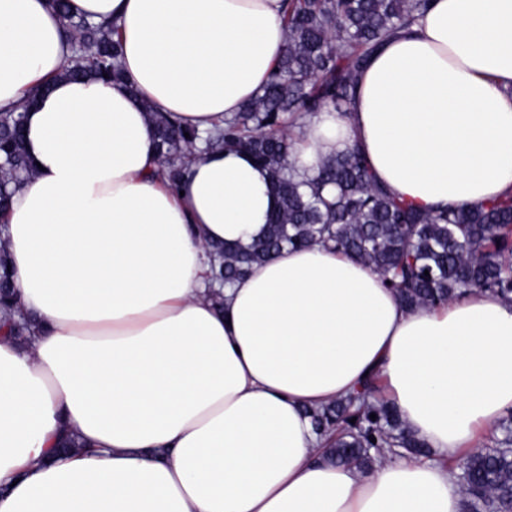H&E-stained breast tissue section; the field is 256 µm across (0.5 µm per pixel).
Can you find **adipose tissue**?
<instances>
[{"instance_id": "obj_1", "label": "adipose tissue", "mask_w": 512, "mask_h": 512, "mask_svg": "<svg viewBox=\"0 0 512 512\" xmlns=\"http://www.w3.org/2000/svg\"><path fill=\"white\" fill-rule=\"evenodd\" d=\"M283 0H69L114 20L124 78H62L48 0H0V112L35 169L0 213L28 345L0 337V512H463L444 462L512 410V299L410 309L355 257L288 249L218 290L214 245L276 207L242 151L162 179L153 111L199 132L240 111L286 45ZM34 106H26L30 94ZM290 160L359 145L423 211L512 192V0H432L348 112H305ZM430 459L330 462L308 416L366 374Z\"/></svg>"}]
</instances>
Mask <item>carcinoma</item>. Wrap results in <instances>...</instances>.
<instances>
[{"instance_id": "obj_1", "label": "carcinoma", "mask_w": 512, "mask_h": 512, "mask_svg": "<svg viewBox=\"0 0 512 512\" xmlns=\"http://www.w3.org/2000/svg\"><path fill=\"white\" fill-rule=\"evenodd\" d=\"M429 2L288 0L287 47L254 101L204 138L155 113L156 148L162 175L170 182L179 177L202 140L209 149L249 153L267 171L277 197L263 237L246 246L214 247L220 259L216 279H238L286 248L321 244L371 267L408 308L443 305L472 290L512 295L511 194L480 206L423 212L376 184L357 147L324 160L313 177L297 172L289 161L282 115L317 112L325 106L347 111L372 54L415 23ZM68 22L77 47L63 76L101 79L106 73L110 81L121 80L112 22ZM23 124V113L0 112L1 211L16 185L30 174ZM377 393L371 375L355 395L311 413L315 432L330 441V458L367 469L374 453L386 448L429 456L425 443ZM498 429L495 447L449 463L465 512H512V412L500 420Z\"/></svg>"}]
</instances>
